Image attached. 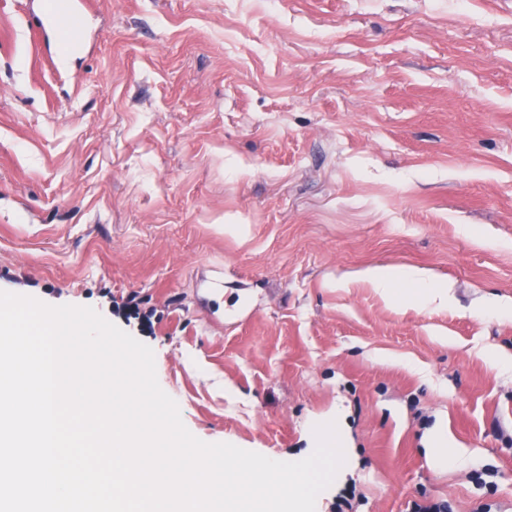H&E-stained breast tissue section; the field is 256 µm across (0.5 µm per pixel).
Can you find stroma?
Returning a JSON list of instances; mask_svg holds the SVG:
<instances>
[{"label": "stroma", "mask_w": 512, "mask_h": 512, "mask_svg": "<svg viewBox=\"0 0 512 512\" xmlns=\"http://www.w3.org/2000/svg\"><path fill=\"white\" fill-rule=\"evenodd\" d=\"M36 10L0 0V291L149 346L202 441L302 459L340 415L316 512H512V6L98 0L59 66ZM368 279L377 288L388 302H398L408 296L420 298L427 303L446 304L448 302V287L441 284L434 288H397L398 284L405 282L418 284L417 272L397 271L390 268H376L367 273ZM452 444L448 432L443 429H438L430 435L427 451L434 467L442 468L448 465V460L453 453Z\"/></svg>", "instance_id": "obj_1"}]
</instances>
